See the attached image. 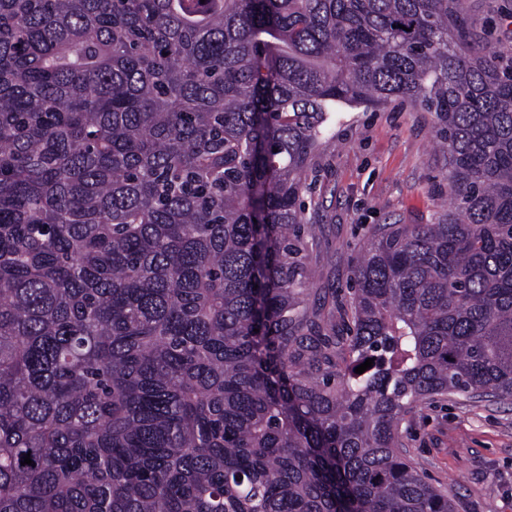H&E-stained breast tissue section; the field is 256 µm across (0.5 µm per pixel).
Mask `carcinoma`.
<instances>
[{"instance_id":"carcinoma-1","label":"carcinoma","mask_w":512,"mask_h":512,"mask_svg":"<svg viewBox=\"0 0 512 512\" xmlns=\"http://www.w3.org/2000/svg\"><path fill=\"white\" fill-rule=\"evenodd\" d=\"M461 4L0 0V512H454L403 416L512 399V68ZM392 98L455 206L325 333L303 175Z\"/></svg>"}]
</instances>
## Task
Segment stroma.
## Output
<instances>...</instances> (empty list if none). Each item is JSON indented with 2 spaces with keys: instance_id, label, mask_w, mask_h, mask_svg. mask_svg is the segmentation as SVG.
<instances>
[{
  "instance_id": "35a3bbf8",
  "label": "stroma",
  "mask_w": 512,
  "mask_h": 512,
  "mask_svg": "<svg viewBox=\"0 0 512 512\" xmlns=\"http://www.w3.org/2000/svg\"><path fill=\"white\" fill-rule=\"evenodd\" d=\"M477 38L512 56V0H465ZM304 175L312 306L344 312L351 265L375 224H430L451 203L434 113L391 100L333 113ZM399 440L413 465L454 500L455 512H512V403L437 397L405 414Z\"/></svg>"
}]
</instances>
